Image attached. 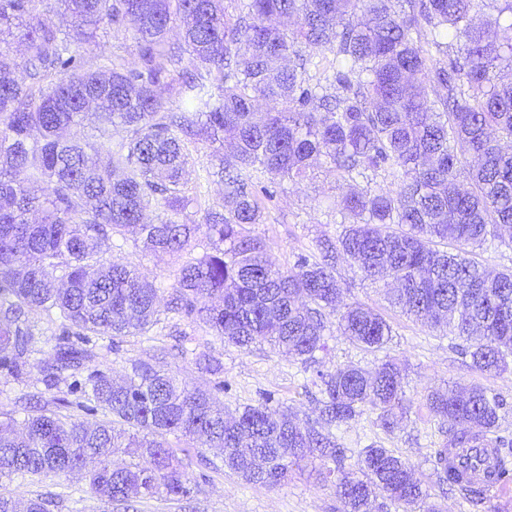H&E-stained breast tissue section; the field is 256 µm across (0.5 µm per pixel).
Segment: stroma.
Masks as SVG:
<instances>
[{"label":"stroma","instance_id":"35a3bbf8","mask_svg":"<svg viewBox=\"0 0 512 512\" xmlns=\"http://www.w3.org/2000/svg\"><path fill=\"white\" fill-rule=\"evenodd\" d=\"M189 151L194 159L186 177L187 195L198 204L188 207L190 219L200 220L201 209L221 204L224 187L205 181L203 169L209 163L206 144L193 143ZM287 191L271 207L265 223L255 225V234L265 239L268 252L281 268L292 266L297 253L322 237L336 236L341 219L339 208L347 193L345 181L327 168L316 170L313 178L286 185ZM205 243H198L192 253L154 256L142 250L134 239L122 247L108 248V259L130 263L149 281L160 287L161 304H168L178 268L190 254H202ZM337 277L350 302H362L378 310L392 327V338L383 350L371 351L352 344L339 334L326 339V350L317 352L316 361L303 363L296 357L273 351L259 343L244 350L225 343L203 323L173 313H162L161 321L143 336L111 338L91 337L88 344L93 358L79 370L66 371L54 389H47L38 371L21 380H0V413L24 419L25 396H34L39 406L61 410L62 398L68 397L73 381L85 380L96 369L119 378L131 371L133 363L144 361L175 375L188 386L211 390L219 381H227L228 391L219 393L225 415H235L247 405L257 404L263 394H274L303 422L314 421L320 412L318 372L355 365L371 371L387 358L394 359L407 374L406 397L410 409L391 430L382 429L377 415L364 411L348 423L336 426L334 433L351 457L346 467H354V450L375 443L389 448L413 468L417 477L431 488L432 500L444 512H512V494H490L484 503L474 506L459 488L439 485L433 473L434 455L447 441L437 420L426 409V397L448 386L479 384L512 401V370L487 375L471 368L468 358L454 348L450 336L436 332L390 306L387 291L363 279L348 259H340ZM222 362V374L207 371L203 357ZM198 487L187 502L163 498L140 499L129 512H342V505L321 475L319 461L304 463L287 481L277 487L252 485L225 471L222 462L192 466L189 469ZM17 498L42 496L49 502V512H117L115 506L100 500L87 482L77 476L47 475L15 479L6 486Z\"/></svg>","mask_w":512,"mask_h":512}]
</instances>
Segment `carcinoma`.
Masks as SVG:
<instances>
[{
  "mask_svg": "<svg viewBox=\"0 0 512 512\" xmlns=\"http://www.w3.org/2000/svg\"><path fill=\"white\" fill-rule=\"evenodd\" d=\"M506 12L512 0H0V372L37 368L51 388L92 358L88 336H143L160 323V288L100 249L131 227L154 254L207 241L179 269L167 310L239 348L266 342L307 361L334 326L367 350L386 346L385 317L345 302L343 255L368 280H396L391 304L461 339L474 368L506 371L512 268L490 275L471 251L512 227ZM52 13L68 26L50 22ZM178 22L181 37L170 41ZM105 27L135 32L134 61L114 54L89 64L79 45L99 46ZM14 42L26 45L23 65L10 55ZM426 44L443 59L433 62ZM260 101L273 106L260 114ZM86 122L93 140L67 138ZM189 141L213 148L206 179L224 185L222 204L200 222L181 219ZM467 156L476 165L463 167ZM316 160L356 190L336 238L316 240L283 270L252 227ZM37 314L59 320L44 363L32 361ZM317 377L315 427L270 393L226 420L215 394L149 364L121 383L97 369L73 386L75 405L112 420L90 426L34 407L18 432L12 416L0 418V480L83 471L94 494L125 510L137 497L189 499L197 485L173 436L214 449L248 484L279 486L298 461L318 458L343 512H369L378 496L441 512L388 448H362L345 469L347 449L332 432L367 407L393 428L409 409L397 363ZM426 407L448 424L434 460L440 481L484 502L486 486L448 464V449L487 447L512 481V440L496 435L512 403L472 385L434 391ZM119 451L135 461L114 465ZM0 512H49L48 501L21 509L0 493Z\"/></svg>",
  "mask_w": 512,
  "mask_h": 512,
  "instance_id": "cac0c4a2",
  "label": "carcinoma"
}]
</instances>
